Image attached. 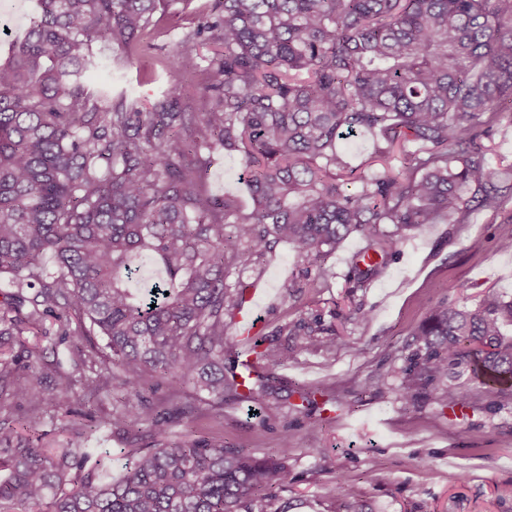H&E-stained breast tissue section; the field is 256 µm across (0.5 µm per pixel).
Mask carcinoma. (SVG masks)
<instances>
[{
    "label": "carcinoma",
    "mask_w": 512,
    "mask_h": 512,
    "mask_svg": "<svg viewBox=\"0 0 512 512\" xmlns=\"http://www.w3.org/2000/svg\"><path fill=\"white\" fill-rule=\"evenodd\" d=\"M38 2L0 64V275L14 289L0 308V413L11 409L7 397L26 404L0 421V512H285L276 502L288 434L279 455L257 457L221 435L170 432L190 386L208 393L219 418L224 397L268 390L264 373L226 374V319L247 288L229 277L280 243L314 266L358 233L376 256L353 261L364 283L381 275L403 231L499 210L512 179L484 140L512 124V0H182L187 39L215 46L200 114L175 83L149 107L86 86L88 70L112 65L98 43L144 82L186 65L183 53L146 61L144 37L165 35L176 0ZM365 131L376 137L373 159L399 155L397 174L348 163L341 143ZM220 150L241 156L246 212L198 191L209 174L202 153ZM145 257L164 276L142 293L130 283ZM48 317L76 348L71 370L56 367L54 400L41 390V362L21 366L11 354ZM508 326L512 297L497 290L473 308L438 301L412 333L400 396L432 386L452 407L464 377L511 396ZM277 333L303 337L307 349L333 346L302 323ZM254 354L267 366L288 358L262 338ZM88 363L96 374L80 393L75 372ZM148 384L164 389L156 403ZM102 391L120 409L73 414L76 438L129 434L143 421L154 438L145 452L128 449L118 478L112 455L53 451L35 432ZM74 468L83 475L70 478ZM323 496L344 504L357 490L334 482Z\"/></svg>",
    "instance_id": "carcinoma-1"
}]
</instances>
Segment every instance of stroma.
<instances>
[{
	"label": "stroma",
	"instance_id": "stroma-1",
	"mask_svg": "<svg viewBox=\"0 0 512 512\" xmlns=\"http://www.w3.org/2000/svg\"><path fill=\"white\" fill-rule=\"evenodd\" d=\"M35 4L0 0V60ZM168 27L151 56L184 52L192 67L148 84L135 69L102 67L89 72L91 88L108 87L149 104L175 81L192 111H203L210 48L187 42L181 16L170 17ZM203 190L249 205L240 155H211ZM511 215L510 199L495 213L473 210L463 224L405 232L383 273L364 284L351 274L352 256L365 245L359 235H350L308 271L289 245L280 244L242 274L247 284L265 291L259 308L262 335L288 353L286 361L269 369L271 395L252 404L225 401L218 420L206 413V394H190L174 435L220 433L233 447L261 456L276 452L282 434H291L288 483L281 493L291 512H335L322 487L341 476L356 484L357 505L372 512H512V496L503 492L512 485V403L477 396L469 386L452 409L442 407L430 387L409 403L398 394L414 348L411 332L435 302L471 306L490 289L512 294V253L497 245L500 223ZM302 320L315 324L319 338L332 341V348L310 350L300 337L276 335V328ZM24 340L45 364V395L54 396L53 365L67 358L58 346L56 322L46 320ZM369 377L375 390L362 387ZM304 385L329 389L335 402L303 407L298 391Z\"/></svg>",
	"mask_w": 512,
	"mask_h": 512
}]
</instances>
